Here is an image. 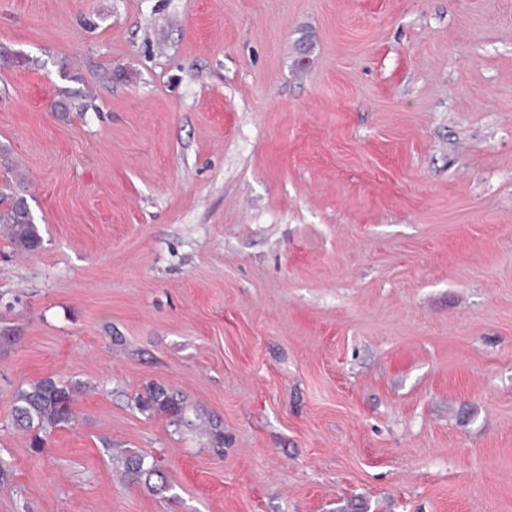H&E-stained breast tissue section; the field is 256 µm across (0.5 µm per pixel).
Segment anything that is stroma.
Returning a JSON list of instances; mask_svg holds the SVG:
<instances>
[{
    "instance_id": "35a3bbf8",
    "label": "stroma",
    "mask_w": 512,
    "mask_h": 512,
    "mask_svg": "<svg viewBox=\"0 0 512 512\" xmlns=\"http://www.w3.org/2000/svg\"><path fill=\"white\" fill-rule=\"evenodd\" d=\"M0 146V512H512V0H0ZM23 181L22 174L12 170L10 180L1 183L0 204L6 205L0 208V224L7 229L10 240L19 249L31 252L39 247L41 238L27 201L18 192ZM78 389L67 380L46 377L16 392L11 425L31 436L30 447L35 454L41 453L48 435L76 423L74 402ZM135 408L141 412L155 411L167 414L173 422H183L186 406L161 386L149 388L147 397L135 400ZM148 455L129 453L121 457L118 463L122 466L125 476L132 482H138L145 478L150 481L152 476L157 475L153 463H148Z\"/></svg>"
}]
</instances>
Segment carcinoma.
Listing matches in <instances>:
<instances>
[{"label": "carcinoma", "mask_w": 512, "mask_h": 512, "mask_svg": "<svg viewBox=\"0 0 512 512\" xmlns=\"http://www.w3.org/2000/svg\"><path fill=\"white\" fill-rule=\"evenodd\" d=\"M24 177L18 171L0 184V225L8 231L10 240L21 250L31 252L40 245L37 224L30 217L24 196L18 192ZM79 386L67 380L46 377L35 380L18 390L11 406V425L31 436L30 447L36 454L45 447L52 432L76 423L75 394ZM141 412L166 414L173 422H181L186 413L183 402L161 386L149 388L145 398L135 400ZM148 455L129 453L118 460L125 476L132 482L156 475L155 466L147 462Z\"/></svg>", "instance_id": "obj_1"}]
</instances>
